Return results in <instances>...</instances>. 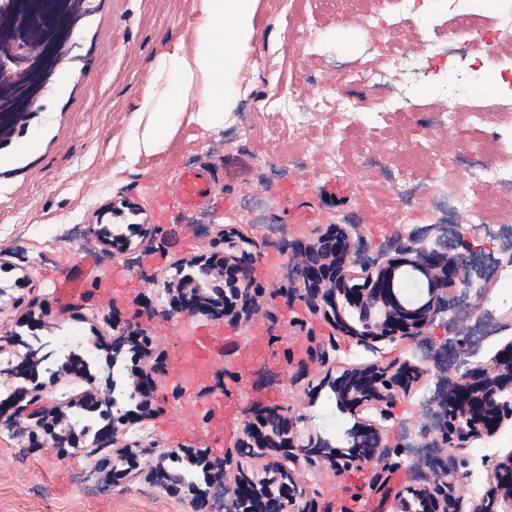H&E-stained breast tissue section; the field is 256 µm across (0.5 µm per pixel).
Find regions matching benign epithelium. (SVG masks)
Wrapping results in <instances>:
<instances>
[{"label":"benign epithelium","mask_w":512,"mask_h":512,"mask_svg":"<svg viewBox=\"0 0 512 512\" xmlns=\"http://www.w3.org/2000/svg\"><path fill=\"white\" fill-rule=\"evenodd\" d=\"M33 0H8L0 8V139L10 138L34 112L45 89L52 83L58 65L67 57L75 29L89 14L90 0H50L51 19L43 20L29 6ZM223 242L236 254L222 258L198 259L190 265L193 273L180 277L169 295L167 314L171 317L240 322L250 318L259 294L251 277L258 245L236 230H224ZM291 265L278 289L281 296H297L310 314L322 318L341 336L363 343L396 338H415L439 315L452 310L455 291L468 294L473 284V266L463 255L448 252L446 243L435 246H399L394 254L375 257L364 253L357 224L331 225L306 242L288 243ZM224 279L229 292L214 288L208 293L200 281ZM152 340L139 328L126 325L112 337L109 365L114 367L124 351L146 352ZM26 354L10 372L27 378L50 358L65 353L64 348L48 349L37 336L24 343ZM463 359L464 370L456 380L438 391L431 400L433 426L426 430L431 440L424 448H448L458 452L450 461L435 459L432 478L419 487H408L399 495V512H500L499 505L512 510V453L495 464L484 493L471 499L470 510H463L467 460L459 453L476 439L494 437L505 421H512V342L488 361L470 362L471 340L465 336L454 342ZM164 353L154 357L150 371L140 374L129 385L128 393L138 399L135 408L116 417L117 400L83 392V407L99 412L107 420L93 438V447L107 450L98 470L114 485L136 475L140 446L114 447L116 423L134 425L152 411L154 379L163 371ZM424 371L407 362L372 363L352 366L334 374L330 371L318 384L308 382L311 391L329 390L343 411L357 413L367 406L379 410L386 420L397 398L408 394L422 379ZM42 396L23 387L0 400V428L15 436L28 437L30 446L39 447L37 432L50 435L59 448L81 453L80 439L73 425L61 415L50 416L41 405ZM242 437L236 446L240 461L213 457L207 448H185L184 454L202 466L207 474L206 488L188 487L177 482L165 458H160L146 481L169 497L189 496L192 512H329L322 509L308 487L286 468L271 477L257 479L245 470L241 460L278 454L292 463L300 460L310 467H327L341 474L353 465L387 463L391 449L383 443L380 424L357 420L345 432L342 448L319 434L301 438V424L308 416L280 407H247ZM236 464L232 491L224 484V468Z\"/></svg>","instance_id":"1"}]
</instances>
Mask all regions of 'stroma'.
Instances as JSON below:
<instances>
[{"label": "stroma", "mask_w": 512, "mask_h": 512, "mask_svg": "<svg viewBox=\"0 0 512 512\" xmlns=\"http://www.w3.org/2000/svg\"><path fill=\"white\" fill-rule=\"evenodd\" d=\"M97 4L73 35L75 60L60 63L24 130L0 144V155L11 159L0 166V251L6 255L0 265V334L28 336V313L44 308L41 336L56 346L67 337L79 338L76 351L89 363V378L59 373L55 387L43 395L52 412L89 388L107 395L112 314L140 323L160 341L167 371L157 378L154 412L131 437L144 448L138 480L99 488L96 449L71 455L48 439L30 451L24 438L2 430L0 512H190L187 503L144 483V476L160 455L205 439L215 454L233 450L244 407L255 403L305 414L312 430L331 436L353 424L352 415L341 412L328 393L312 400L304 383L292 382L289 359L305 360L311 377L323 376L324 366L309 359L308 351L332 341L340 368L399 361L428 370V348L450 347L471 331L481 336L478 357L485 361L512 341V304H494L492 286L480 309L458 308L427 326L419 339L381 341L372 349L347 336L332 337L330 327L298 299L282 304L275 322L262 313L241 324L164 315L165 286L178 277L181 265L210 254L212 238L227 227L261 241L252 276L272 290L284 278L289 254L270 225H284L288 239L306 241L328 225L355 224L375 252L391 240L408 242L424 226L435 240L443 225L468 224V214L450 204L448 188H460L475 203L486 194V186L470 173L468 110L498 88L490 83V70L470 81L450 77L447 45L431 49L416 39L415 26H394L381 0H303L292 16L273 0H260L251 65L242 73L247 91L223 129L181 125L167 151L132 163L114 178L110 172L122 158L126 125L193 0ZM292 25L317 36L296 55L287 44ZM368 60L397 61L399 73L385 93L400 96L404 109L342 131L335 113L313 111V100L336 84L337 75L355 72ZM67 74L73 82L61 84ZM281 81L297 89L292 103L297 122L275 139L269 130L279 123L273 96ZM448 110L454 113L452 123H440V112ZM403 147L419 151L420 171L409 175L401 169ZM437 161L448 169L447 183L419 189ZM189 168L205 171L210 193L186 208L174 188ZM228 197L236 203L229 214L224 211ZM97 222L123 235L130 225L152 224L157 235L152 245L121 253L94 237L78 236L79 227ZM74 274L82 288L64 292V281ZM199 328L224 341L208 353L206 385L223 380L230 363L238 377L226 382L225 393L190 398L180 394L177 381L194 346L192 332ZM437 381V374L429 373L423 385L397 399L384 423L386 446L419 440L428 423L423 406ZM511 453L510 427L489 441L474 442L467 451L471 484L483 486L494 464ZM400 462L387 495L372 491L366 467L339 476L301 462L293 469L331 512L353 495L361 498L364 512H396V492L425 484L431 475L423 458L408 453Z\"/></svg>", "instance_id": "1"}]
</instances>
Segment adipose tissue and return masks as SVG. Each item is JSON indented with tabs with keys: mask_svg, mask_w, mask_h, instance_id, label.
Here are the masks:
<instances>
[{
	"mask_svg": "<svg viewBox=\"0 0 512 512\" xmlns=\"http://www.w3.org/2000/svg\"><path fill=\"white\" fill-rule=\"evenodd\" d=\"M260 0H195L161 54L125 133L126 162L163 152L182 122L219 130L240 93Z\"/></svg>",
	"mask_w": 512,
	"mask_h": 512,
	"instance_id": "obj_1",
	"label": "adipose tissue"
}]
</instances>
